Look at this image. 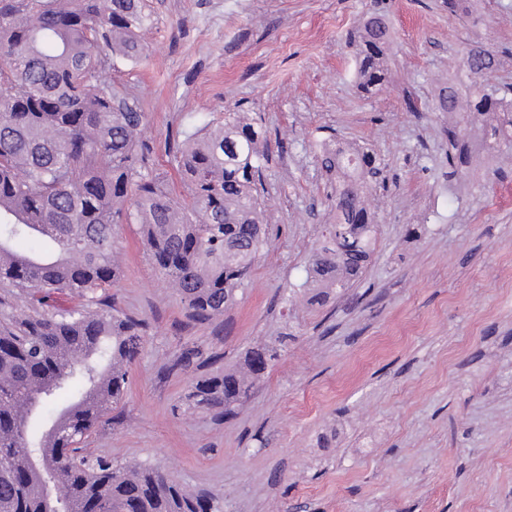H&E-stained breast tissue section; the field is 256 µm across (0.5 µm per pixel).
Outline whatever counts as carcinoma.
<instances>
[{"instance_id": "obj_1", "label": "carcinoma", "mask_w": 512, "mask_h": 512, "mask_svg": "<svg viewBox=\"0 0 512 512\" xmlns=\"http://www.w3.org/2000/svg\"><path fill=\"white\" fill-rule=\"evenodd\" d=\"M152 23L143 0H0V282L30 309L0 323V512H224L223 499L187 491L156 466L103 462L83 447L123 399L144 338L143 322L109 293L120 277L116 227L140 225L150 260L179 284L195 322L234 302L266 239L261 124L229 110L187 136L174 156L189 192L179 206L150 165L143 113L98 84L113 57L143 55L141 33ZM388 45L384 19L370 15L356 52L365 94L385 81ZM497 65L490 49L468 57L466 96L452 84L438 97L437 109L457 113L448 127L456 172L477 150L512 146V86L485 81ZM322 165L336 173V226L310 262L317 304L326 289L350 287L371 258L376 225L364 195L380 173L363 149L333 148ZM68 294L82 303L41 310ZM274 353L247 352L248 372L260 375L256 360ZM203 355L187 348L171 369ZM251 388L243 374L217 370L197 379L185 405L226 417ZM63 391L67 404L44 414ZM56 424L62 435L52 438L45 428Z\"/></svg>"}]
</instances>
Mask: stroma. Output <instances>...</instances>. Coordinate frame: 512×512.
<instances>
[{
	"mask_svg": "<svg viewBox=\"0 0 512 512\" xmlns=\"http://www.w3.org/2000/svg\"><path fill=\"white\" fill-rule=\"evenodd\" d=\"M135 62L99 75L144 114L151 165L177 203L174 152L241 109L268 130L269 227L234 303L189 320L135 224L116 228L119 307L145 319L127 393L89 452L148 462L226 512H512V149L448 174L449 116L433 103L473 46L512 83V0H145ZM390 29L387 81L361 92L352 42ZM374 152L380 231L360 280L308 301L306 268L334 221L323 146ZM277 357L234 416L183 411L196 377ZM202 347L207 360L172 370Z\"/></svg>",
	"mask_w": 512,
	"mask_h": 512,
	"instance_id": "1",
	"label": "stroma"
}]
</instances>
